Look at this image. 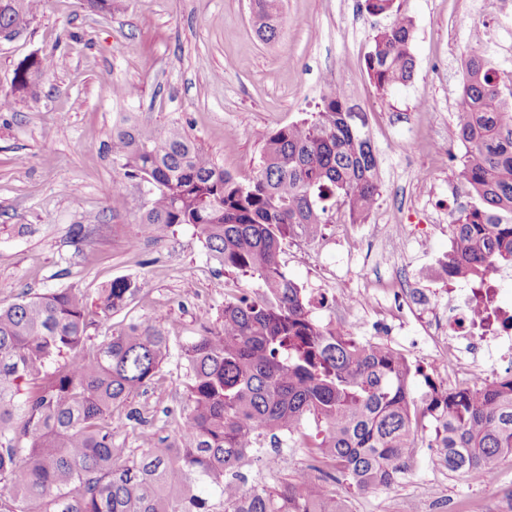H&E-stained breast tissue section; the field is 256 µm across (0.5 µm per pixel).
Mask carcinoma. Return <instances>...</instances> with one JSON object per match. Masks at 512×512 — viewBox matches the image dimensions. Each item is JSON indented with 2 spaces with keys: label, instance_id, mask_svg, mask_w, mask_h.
<instances>
[{
  "label": "carcinoma",
  "instance_id": "carcinoma-1",
  "mask_svg": "<svg viewBox=\"0 0 512 512\" xmlns=\"http://www.w3.org/2000/svg\"><path fill=\"white\" fill-rule=\"evenodd\" d=\"M279 2L253 0L264 42L279 36ZM364 2L392 17L365 58L385 92L414 75L413 21L394 0ZM34 9V0H0V24L18 33ZM51 67L48 57L21 64L13 92L34 93ZM465 67L454 125L465 148L460 176L479 204L453 215L444 273L481 286L512 267V80L477 54ZM365 128L331 88L310 117L263 137L258 175L240 184L180 126L122 115L112 126L124 169L112 205L124 206L125 180L147 182L156 192L139 223L154 237L191 224L214 260L263 290L225 298L220 329L181 347L188 403L178 435L162 446L143 432L139 454L117 443L112 415L155 379L172 354L169 338L129 323L87 347V297L71 288L0 305V512H341L321 475L359 490L392 485L427 419L428 447L451 476L512 456V376L471 387L428 381L415 399L405 356L316 323L304 289L282 270L287 241L313 238L322 224L370 223L382 182ZM137 291L129 278L112 280L97 295L100 317ZM310 418L323 437L309 475L246 489L242 468L261 438L292 437Z\"/></svg>",
  "mask_w": 512,
  "mask_h": 512
}]
</instances>
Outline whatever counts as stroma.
Returning <instances> with one entry per match:
<instances>
[{
	"mask_svg": "<svg viewBox=\"0 0 512 512\" xmlns=\"http://www.w3.org/2000/svg\"><path fill=\"white\" fill-rule=\"evenodd\" d=\"M251 0H115L111 13L87 0H39L28 28L0 39V303L23 293L64 288L95 297L119 277L137 282L136 298L88 330L87 347L112 329L156 325L173 348L158 376L130 400L147 420L121 426L117 439L140 449L141 433L173 438L187 403L181 346L222 324L224 297L259 293L258 278L225 272L197 228L181 224L154 241L136 218L153 197L149 184H126L124 206L112 207V181L122 172L110 149L120 113L139 112L164 128L178 123L199 148L238 181L257 173L262 137L316 111L337 88L361 113L375 146L383 189L377 219L324 224L310 240L288 241L281 264L311 301L312 318L404 355L416 373L443 380L411 310L395 309L393 288L411 281L442 310L453 213L473 204L458 176L464 148L454 131L470 54L512 76V0H395L413 20L412 79L387 92L370 81L364 58L372 37L390 22L366 12L364 0H282L280 35L258 39ZM52 55L54 67L32 96L12 91L21 63ZM131 85L121 98L116 85ZM428 109H421L420 101ZM369 290L382 303L348 314L336 301ZM320 429L307 422L274 451L277 467L248 462L250 484L276 486L311 463ZM494 484L478 486L442 471L427 433L416 457L387 488L359 491L337 478V501L353 512H512V457L496 463Z\"/></svg>",
	"mask_w": 512,
	"mask_h": 512,
	"instance_id": "35a3bbf8",
	"label": "stroma"
}]
</instances>
